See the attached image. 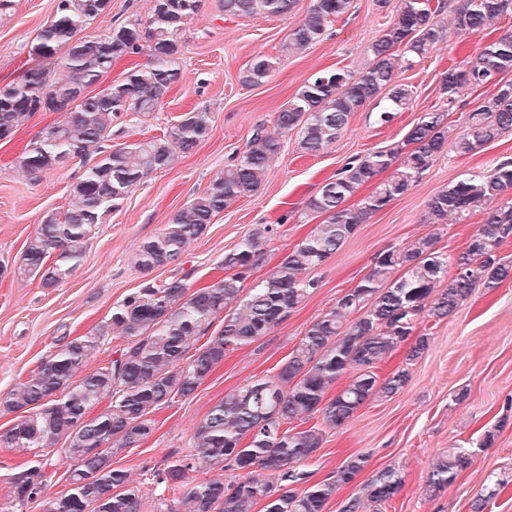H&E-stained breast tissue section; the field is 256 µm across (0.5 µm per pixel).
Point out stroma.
I'll return each mask as SVG.
<instances>
[{"label":"stroma","mask_w":512,"mask_h":512,"mask_svg":"<svg viewBox=\"0 0 512 512\" xmlns=\"http://www.w3.org/2000/svg\"><path fill=\"white\" fill-rule=\"evenodd\" d=\"M57 0H16L0 19V85L19 80L31 66L29 48L38 29L54 15ZM310 0H297L287 16H226L222 0H200L182 32L180 77L150 118L124 114L117 120L125 141L162 134L191 109L211 112L213 130L195 152L178 155L167 168L149 175L119 210L92 233L91 244L76 271L54 288L20 277L17 266L28 239L51 213L63 212L72 184L81 174L69 163L34 177L19 164L26 144L55 112L35 113L12 140L0 141V402L34 374L42 359L64 336H84L108 318L115 303L138 291L146 281L161 284L182 278L190 287L213 284L224 276L225 252L256 225H269L261 278L273 272L283 256L304 239L319 215L306 203L323 182L351 160L401 143L408 129L429 112H444L461 125L466 112L489 96L480 88L448 106L440 82L451 62L478 52L488 33L466 38L447 30L442 42L411 68L398 70V83L413 91L410 107L388 123L368 103L353 113L343 133L316 156L301 151L297 132L282 139L280 155L271 163L260 189L227 207L206 233L191 241L172 264L143 273L136 248L155 237L192 196L207 187L232 157L242 153L257 128L275 133V116L304 82L324 69L360 72L371 61L369 47L395 14L377 10L375 0H353L349 12L332 22L319 42L280 57L289 30L301 20ZM153 0H109L107 10L88 27L102 35L129 19L147 17ZM279 58L275 73L262 85L247 87L242 71L253 57ZM512 158V132L487 144L476 155L443 153L402 196L360 225L341 249L310 272L319 286L288 318L254 343L228 354L194 395L156 415L152 436L140 447L113 455L114 467L127 471L146 502L160 505L162 489L150 474L192 448L197 426L224 395L248 379L275 375L308 326L335 305L370 270L383 248L433 233L442 251L464 249L478 220L426 223L427 202L461 174L479 171ZM429 340L417 359L398 350L377 368L379 378L407 370L406 385L395 395L361 407L344 427L327 431L310 462L313 481L328 478L348 457L368 458L364 477L392 466L405 484L394 512H471L470 502L488 480L512 472V281L495 290L476 287L449 318L422 322ZM496 429L491 447L481 441ZM462 445L475 449L470 469L436 496L424 487L435 458Z\"/></svg>","instance_id":"35a3bbf8"}]
</instances>
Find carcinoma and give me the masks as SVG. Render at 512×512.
<instances>
[{
    "instance_id": "1",
    "label": "carcinoma",
    "mask_w": 512,
    "mask_h": 512,
    "mask_svg": "<svg viewBox=\"0 0 512 512\" xmlns=\"http://www.w3.org/2000/svg\"><path fill=\"white\" fill-rule=\"evenodd\" d=\"M296 0H224V14L237 18L287 15ZM351 0H311L306 15L281 44L283 56L318 42L329 23L349 10ZM108 0H58L53 19L40 27L30 54L37 63L21 81L0 87V138L11 137L40 108L62 120L41 129L25 146L20 164L38 175L78 159L85 170L72 184L68 208L47 215L27 241L18 272L53 288L70 275L85 255L92 228L118 209L149 174L168 167L176 154H190L210 135L207 111L193 109L161 135L134 143H112V122L120 114H148L163 102L179 76L181 33L197 12L199 0H154L151 14L112 28L102 37L81 31L107 8ZM444 0H399L392 22L371 44L373 62L358 74L325 69L312 75L277 113L281 134L302 132L303 153L316 155L336 141L352 113L382 98L379 121H391L413 98L409 86L396 83V72L410 68L443 40L439 20ZM457 33L483 32L512 13V0H456ZM132 61L124 78L93 93L115 61ZM271 57H254L241 83L258 86L276 70ZM512 28L501 29L489 43L448 67L440 94L453 103L469 91L492 86V93L465 113L453 132L445 116L428 113L413 124L404 141L349 162L326 180L307 201L324 220L281 260L277 269L247 287V274L258 267L260 240L269 227L259 225L224 253V277L195 290L180 279L148 283L112 307L109 318L87 336H74L41 361L37 371L3 407L32 411L0 431V445L33 452L34 460L13 474L16 509L41 501L46 512H141L142 498L128 474L112 466V455L140 447L155 431L153 414L177 398H189L224 361L227 353L252 344L288 317L317 282L307 270L335 254L376 213L409 190L446 148L475 155L512 131ZM279 137L256 131L245 150L208 186L178 210L156 237L141 242L137 264L144 271L180 258L187 243L238 199L256 192L274 157ZM369 195L349 200L366 185ZM512 190V160L468 174L435 193L427 203L428 224L459 223L480 215V224L464 251L451 255L436 247L433 234L376 253L369 273L336 305L312 322L277 374L250 379L224 395L194 434V446L152 477L163 487L166 512H325L336 492L366 466L367 458L346 459L329 478L309 483L306 463L322 447L328 429L347 424L366 403L396 394L408 379L401 370L379 380L374 369L400 347L410 344L407 360L428 348L416 335L422 320L441 321L468 299L474 285L495 289L512 280V262L500 247L512 233V203L499 202ZM454 270L453 278L448 271ZM448 281L440 287L442 281ZM222 328L209 329L217 318ZM209 335L186 357L195 336ZM124 339L108 365L84 372L98 341ZM351 382L336 394L330 389L348 371ZM107 402L100 412L95 409ZM55 448L68 462V489L48 495L56 472L40 459ZM473 450L451 448L431 466L427 492L452 485L473 462ZM206 468L211 479L187 482L190 471ZM508 485L499 478L481 489L472 512H484ZM404 486L401 473L385 467L339 512H384Z\"/></svg>"
}]
</instances>
